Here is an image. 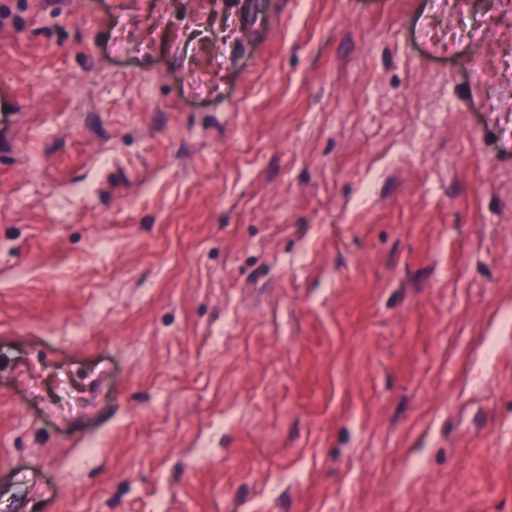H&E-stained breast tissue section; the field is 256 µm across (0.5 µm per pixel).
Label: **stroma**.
Segmentation results:
<instances>
[{
  "mask_svg": "<svg viewBox=\"0 0 512 512\" xmlns=\"http://www.w3.org/2000/svg\"><path fill=\"white\" fill-rule=\"evenodd\" d=\"M0 0V512H512V0Z\"/></svg>",
  "mask_w": 512,
  "mask_h": 512,
  "instance_id": "stroma-1",
  "label": "stroma"
}]
</instances>
